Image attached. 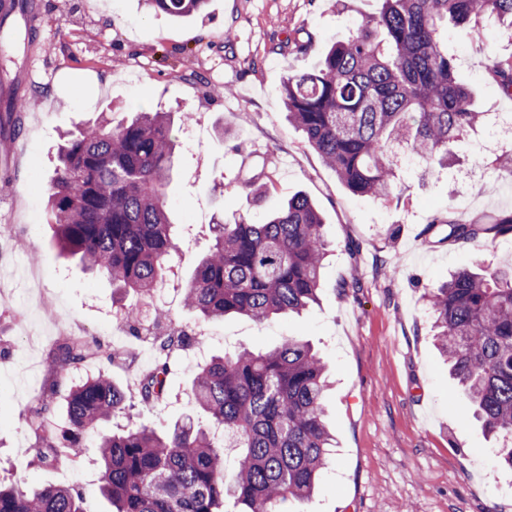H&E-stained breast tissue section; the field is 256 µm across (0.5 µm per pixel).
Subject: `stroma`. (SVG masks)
I'll return each mask as SVG.
<instances>
[{"label": "stroma", "mask_w": 512, "mask_h": 512, "mask_svg": "<svg viewBox=\"0 0 512 512\" xmlns=\"http://www.w3.org/2000/svg\"><path fill=\"white\" fill-rule=\"evenodd\" d=\"M34 14L14 13L8 27L30 30L14 61L0 70V110L19 113L20 133L0 125V478L25 489L83 490L93 512H109L98 493L93 438L80 461L36 466L28 426L33 404L50 402L58 426L71 384L102 373L125 390L127 407L105 430L207 422L192 387L212 357L242 347L265 351L285 338L309 340L328 366V424L336 462L306 512H512V470L497 457L473 407L449 377L433 339L427 288L450 272L483 264L512 267V237L429 244L420 232L454 211L469 218L512 213V176L496 172L493 153L455 148L457 167L479 168L483 188L401 167L390 201L351 193L305 143L283 108L289 70H309L349 26L374 14L380 0H207L201 12L172 17L144 0H33ZM306 33L307 54L288 49ZM457 75L476 92L482 112L512 114V98L488 82L489 56L512 55V37L448 26ZM121 106L170 113L174 126L196 123L200 140L180 135L166 187L179 233L176 260L188 281L211 249V224L244 215L264 223L294 194L320 211L331 251L320 301L269 322L231 316L200 321L179 291L146 298L116 292L110 280L62 255L47 222V203L63 134ZM264 175L253 199L248 181ZM358 244L349 254L345 243ZM358 279L357 289L341 284ZM135 305L151 319L164 306L189 343L169 357L165 400L147 407L136 380L146 364L120 309ZM78 334L104 357L70 369L51 367L61 340Z\"/></svg>", "instance_id": "stroma-1"}]
</instances>
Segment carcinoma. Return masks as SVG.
Instances as JSON below:
<instances>
[{
	"instance_id": "1",
	"label": "carcinoma",
	"mask_w": 512,
	"mask_h": 512,
	"mask_svg": "<svg viewBox=\"0 0 512 512\" xmlns=\"http://www.w3.org/2000/svg\"><path fill=\"white\" fill-rule=\"evenodd\" d=\"M156 11L186 16L205 0H149ZM512 34V0H382L378 15L355 23L311 70L283 83L288 120L352 193L387 200L396 187L394 146L425 171L448 168L449 146L489 126L441 35L446 22ZM487 72L512 97V56H491ZM177 137L167 113L141 110L129 121L100 115L67 136L49 189L61 250L125 291L154 292L172 273L180 246L165 186ZM323 218L298 194L265 224L240 216L213 224L214 244L183 285L184 305L202 320L241 315L259 322L299 314L317 302L330 247ZM438 241H495L512 236V213L478 221L454 213L427 225ZM437 346L449 373L471 400L485 431L501 441L512 468V270L460 269L429 289ZM183 333L156 340L160 353L185 343ZM99 351L79 338L59 345L61 376ZM168 366L141 384L145 404L165 394ZM325 367L311 344L288 337L264 352L243 348L215 358L193 382L197 404L224 440L193 423L159 433L146 427L97 435L123 411L124 390L98 374L72 386L67 427L51 424L43 402L29 421L34 461L58 462V449L98 436L99 491L112 512H288L311 497L333 457L327 425ZM236 448L227 466L225 449ZM83 493L48 485L33 491L0 481V512H90Z\"/></svg>"
}]
</instances>
